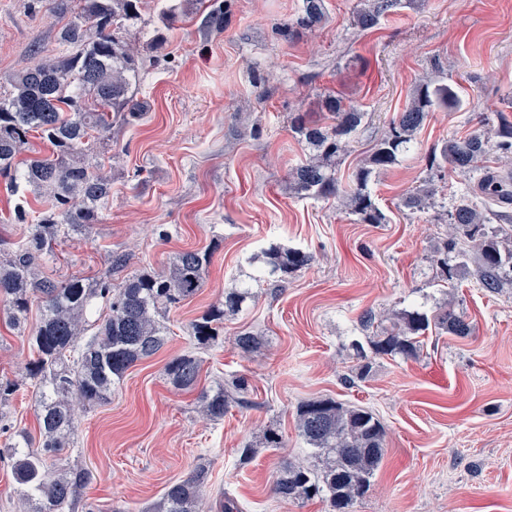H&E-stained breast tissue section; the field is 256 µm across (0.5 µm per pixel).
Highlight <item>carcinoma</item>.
Returning <instances> with one entry per match:
<instances>
[{"mask_svg":"<svg viewBox=\"0 0 512 512\" xmlns=\"http://www.w3.org/2000/svg\"><path fill=\"white\" fill-rule=\"evenodd\" d=\"M401 2L362 0L353 15L354 24L363 31L372 29ZM53 9L67 18L58 31L66 52L38 61L11 77L9 88H0V174L10 176V192L19 197L13 221L29 225L23 240L0 248V300L7 305L9 327L27 336L26 376L39 397L38 435L1 427L5 439L0 459L11 463L21 498L34 504L32 512H73L93 480L88 468L57 466L76 430V407L108 403L112 387L126 372L163 348L167 312L199 293L212 260L206 250L183 251L173 258L167 274L141 270L116 285L112 274L123 271L129 262V255L122 252L110 255L108 273L95 280L73 275L55 278L44 271L52 244L89 234L111 196L112 180L101 172L98 156L109 147L112 121L125 123L147 109L135 97L144 60L140 50L122 36L128 25L142 21L141 0H55ZM324 16V0H303L301 12L286 28L312 32ZM203 21L212 32L224 30L221 0H210ZM462 106L457 84H420L374 145L366 165L357 167L344 184L336 176V166L349 152L351 137L365 113L330 95L325 102L327 124L295 118L294 132L313 155L291 171L290 181L301 195L343 201L363 224H382L385 216L368 190L372 173L396 164L410 150L431 113ZM35 137L49 148L27 160L23 155L35 150ZM493 150L512 160V123L501 116L494 138L452 137L432 152L427 158L426 187L401 201L409 210L435 207L439 202L434 175L447 169L482 171L474 191L454 201L445 246L436 263L444 280L451 282L467 270V264L448 265V250L463 258L474 257L473 276L489 290L512 282V249L501 250L486 233V225L494 221L512 222L508 212L512 177L485 166ZM29 195L40 204L34 223L30 222ZM477 195L496 209L480 212L474 202ZM251 262L263 264L259 279L286 283L310 266L313 256L271 245ZM253 298L255 293L246 287L225 291L224 300L191 324V336L199 345L215 343L224 318ZM98 299L105 301L109 313L89 335L85 313ZM35 302L39 316L29 330L28 314ZM359 324L361 330L372 332L368 346L354 344L355 356L362 361L359 378L370 371L371 353L407 360L419 357L422 337L431 328L461 338L472 331L463 315L446 308L404 309L379 317L368 311ZM260 346L261 337L245 330L233 340V347L244 355ZM200 371V360L191 352L165 364L169 380L185 390L196 387ZM249 389L245 375L227 384L220 381L201 392L199 412L209 421H221L231 407H249L245 398ZM295 421L310 447L312 462L283 463L274 481V495L285 503L317 498L327 501L332 512H351L369 491L387 453L383 424L371 410L331 398L301 403ZM208 481L209 468L196 467L188 477L166 487L154 512H204L200 492Z\"/></svg>","mask_w":512,"mask_h":512,"instance_id":"cac0c4a2","label":"carcinoma"}]
</instances>
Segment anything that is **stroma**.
I'll use <instances>...</instances> for the list:
<instances>
[{"label": "stroma", "instance_id": "35a3bbf8", "mask_svg": "<svg viewBox=\"0 0 512 512\" xmlns=\"http://www.w3.org/2000/svg\"><path fill=\"white\" fill-rule=\"evenodd\" d=\"M166 2H143L165 36L140 83L149 110L113 125L112 149L100 158L112 194L89 236L54 247L50 270L98 277L114 251L129 254L132 273L165 272L185 250L208 249L213 259L201 291L170 310L163 349L130 368L109 403L79 409L63 463L88 466L94 478L75 512H149L170 482L201 464L211 472L207 503L221 489L241 512H330L328 503H285L272 492L283 462L307 458L298 405L320 398L368 408L386 429V456L352 512H512V283L490 291L468 275L450 287L433 263L446 205L477 176L447 172L438 182L444 207L399 206L427 179L432 149L486 133L485 118L512 121V0H416L369 31L352 23L360 0H324L325 19L308 33L281 29L303 0H224L220 33L197 18L165 25ZM62 23L50 0H0V85L57 54ZM443 77L464 107L433 113L413 151L373 179L385 223H360L337 199L290 188L289 170L308 154L291 130L294 113L324 123L330 94L366 112L338 168L344 180L415 87ZM273 244L314 261L225 320L213 346L196 349L190 324L255 274L250 257ZM443 303L470 322L471 336L429 334L419 358L376 356L368 376L354 379L363 313ZM243 329L264 339L247 356L227 342ZM191 350L200 379L180 390L164 367ZM28 354L26 337L0 320V379L19 384L5 421L33 432L39 398L25 382ZM237 375L250 380L251 407L203 420L199 389ZM270 426L282 446L240 464V448Z\"/></svg>", "mask_w": 512, "mask_h": 512}]
</instances>
